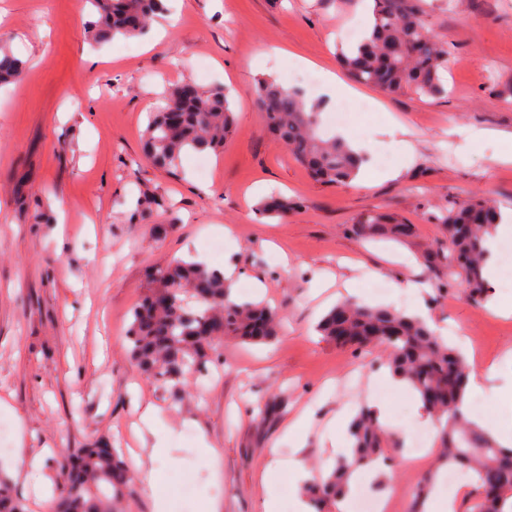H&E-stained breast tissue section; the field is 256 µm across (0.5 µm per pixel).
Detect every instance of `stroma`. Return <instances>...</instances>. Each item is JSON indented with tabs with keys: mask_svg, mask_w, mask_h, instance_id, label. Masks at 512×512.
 <instances>
[{
	"mask_svg": "<svg viewBox=\"0 0 512 512\" xmlns=\"http://www.w3.org/2000/svg\"><path fill=\"white\" fill-rule=\"evenodd\" d=\"M165 4L148 49L139 38L94 44L84 0H0V44L26 62L20 81L0 86V423L11 447L0 473L11 475L28 512H50L45 481L57 476L59 450L102 438L125 453L160 440L169 452L153 463L158 490L136 478L123 512H155L159 497L168 512H264L271 491L280 512H294L290 472L263 476L266 462L328 468L351 413L373 396L390 405L398 427L388 450L397 465L384 485L365 474L356 490L410 512L414 487L439 457L434 450L406 463L426 427L414 395L381 382L383 354L338 348L315 325L346 297L402 312L421 305L450 341L481 338L474 374L496 370L501 386L512 379V318L448 286L447 269L417 260L442 236L429 212L475 196L512 208V162L487 136L512 133V0H425L427 24L448 44L440 98L389 95L341 68L340 35L363 26L366 0ZM308 59L317 78L308 96L335 110L341 98L326 89L330 71L362 105L346 130L373 163L348 186L315 181L272 136L255 101L257 78L286 80L308 70ZM189 80L231 88L238 114L223 150L208 152L205 178L193 157L173 177L141 154L151 109ZM391 167L398 178L387 177ZM273 192L298 202L287 219L258 213ZM142 195L160 202L151 216L135 208ZM377 206L414 224V237L363 243L348 233ZM39 209L53 222L34 223ZM174 258L233 263L239 298L286 316L272 344L225 340L209 377L178 395L134 366L126 340L152 275ZM402 277L416 279L420 293L395 288ZM148 404L162 427L143 439L136 424ZM299 417L301 430L289 432ZM35 454L42 463L31 472L26 460Z\"/></svg>",
	"mask_w": 512,
	"mask_h": 512,
	"instance_id": "1",
	"label": "stroma"
}]
</instances>
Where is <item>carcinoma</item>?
Wrapping results in <instances>:
<instances>
[{"label": "carcinoma", "mask_w": 512, "mask_h": 512, "mask_svg": "<svg viewBox=\"0 0 512 512\" xmlns=\"http://www.w3.org/2000/svg\"><path fill=\"white\" fill-rule=\"evenodd\" d=\"M96 14L89 30L92 40L137 37L148 30L161 0H86ZM372 24L355 44L339 52L343 68L357 83L391 94L410 91L417 97L448 94L443 73L448 69V45L425 20L423 0H372ZM24 63L0 47V83L18 79ZM184 83L168 92L166 104L146 129L145 158L171 175L181 172L183 156L224 148L234 132L235 112L229 88L204 89ZM255 100L268 129L317 181L330 186L354 181L366 162L341 137L319 131L325 104L272 77H260ZM179 105L181 120L172 125L168 109ZM293 204L282 197L262 201L258 212L284 218ZM440 225L443 241L420 253L428 269H448V282L460 283L478 301L487 297L483 275L485 241L501 213L488 197H474L427 215ZM361 240L407 242L415 227L379 208L359 215L351 227ZM224 273L198 261L174 259L157 271L147 294L133 309L128 350L138 370L175 391L190 379L209 375L224 338L261 344L278 336L282 314L262 302L232 300ZM325 340L345 349H381L392 375L407 382L421 406L440 425V462L450 469L471 471L467 512H512V448L503 447L489 431L478 428L462 412L472 367L467 358L445 342L423 319L386 307L344 300L317 325ZM350 451L305 485L318 512L336 503L352 474L384 457L389 437L370 408L362 406L349 428ZM438 472L418 482L411 512L423 504ZM134 478L114 448L92 443L73 452L65 449L58 461V482L52 499L54 512H122ZM0 512H26L6 479H0Z\"/></svg>", "instance_id": "carcinoma-1"}]
</instances>
